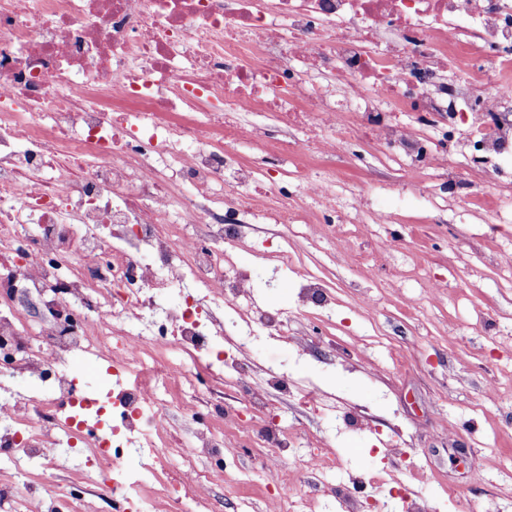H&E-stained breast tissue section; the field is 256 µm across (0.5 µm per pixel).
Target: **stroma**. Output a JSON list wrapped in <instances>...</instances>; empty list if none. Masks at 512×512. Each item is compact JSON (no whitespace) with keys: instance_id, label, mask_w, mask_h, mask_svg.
I'll use <instances>...</instances> for the list:
<instances>
[{"instance_id":"stroma-1","label":"stroma","mask_w":512,"mask_h":512,"mask_svg":"<svg viewBox=\"0 0 512 512\" xmlns=\"http://www.w3.org/2000/svg\"><path fill=\"white\" fill-rule=\"evenodd\" d=\"M242 122L261 135L237 146L241 161H266L274 176L311 168L326 179L341 213L361 222L348 257L317 222L294 231L251 224L237 243L238 259L255 274L256 303L284 312L288 325L277 333L254 326L242 350L241 317L225 315V351L250 364L256 383L271 365L314 386L325 410L271 387L257 423L238 385H214L203 413L222 408L241 421L224 426L233 445L221 460L223 481L211 488L213 512H269L283 481L293 484L302 506L286 504L282 512H347L350 500L362 512H406L418 496L427 512H512V271L499 257L512 245V207L469 216L447 200L471 192L466 172L448 187L444 171L412 173L365 134L330 161L305 150L286 160L263 150L280 135L270 114L251 112ZM384 209L393 212L392 223H376ZM283 233L299 265L328 286L326 322L306 318L294 274L263 258ZM379 241L387 253L374 254ZM363 293L378 299L373 311L359 310ZM298 332L309 334V353L295 351ZM266 426L292 434V457L324 451L339 458V470H270ZM393 442L400 454L388 452ZM418 470L429 483L414 480Z\"/></svg>"}]
</instances>
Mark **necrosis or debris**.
Wrapping results in <instances>:
<instances>
[{
  "label": "necrosis or debris",
  "instance_id": "4bbe7bcc",
  "mask_svg": "<svg viewBox=\"0 0 512 512\" xmlns=\"http://www.w3.org/2000/svg\"><path fill=\"white\" fill-rule=\"evenodd\" d=\"M262 110L314 153L367 128L414 170L461 156L480 205L512 175V0H0V459L19 512H55L36 478L54 447L80 457L69 502L96 487L143 512L160 484L206 512L224 425L198 381L249 373L213 346L224 316L284 322L254 307L235 244L310 221L233 148ZM77 356L139 378L94 393Z\"/></svg>",
  "mask_w": 512,
  "mask_h": 512
}]
</instances>
